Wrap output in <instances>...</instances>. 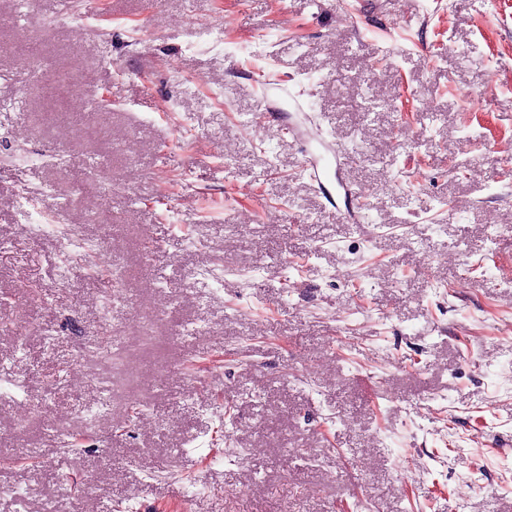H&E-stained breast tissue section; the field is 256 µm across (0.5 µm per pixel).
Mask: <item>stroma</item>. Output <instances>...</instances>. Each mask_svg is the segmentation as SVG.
<instances>
[{
    "instance_id": "stroma-1",
    "label": "stroma",
    "mask_w": 512,
    "mask_h": 512,
    "mask_svg": "<svg viewBox=\"0 0 512 512\" xmlns=\"http://www.w3.org/2000/svg\"><path fill=\"white\" fill-rule=\"evenodd\" d=\"M1 73L0 512H512V0H0ZM66 247H69L71 251L77 256H83L87 252H93L97 263L102 266L106 263V252L104 249L89 243L82 234L72 228L66 238H64ZM75 339V353L76 357L74 359L73 363L70 368V374L73 377L76 378H83V376L80 377L81 370H80V361L86 356L88 352V348L90 344H95V346L99 347V350H101V347L106 345L105 336H95L92 340L88 339L87 337L83 338V336H73Z\"/></svg>"
}]
</instances>
